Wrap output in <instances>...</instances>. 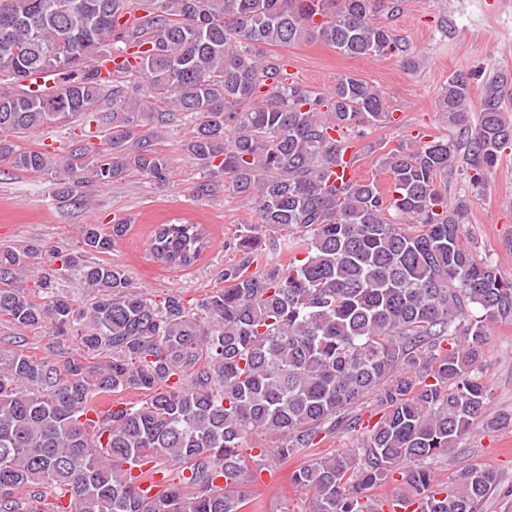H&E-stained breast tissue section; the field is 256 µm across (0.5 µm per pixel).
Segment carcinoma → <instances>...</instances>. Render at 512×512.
Masks as SVG:
<instances>
[{
    "mask_svg": "<svg viewBox=\"0 0 512 512\" xmlns=\"http://www.w3.org/2000/svg\"><path fill=\"white\" fill-rule=\"evenodd\" d=\"M384 0H0V162L48 172L64 205L88 206L84 187L136 171L168 180L161 129L192 128L184 151L200 161L195 192L228 185L250 200L257 224L226 243L224 287L195 304L156 302L126 270L92 263L128 228L112 220L80 230L82 253L43 244L0 246V321L50 327L59 349L77 344L91 362L35 360L0 349V512H241L250 473L244 449L266 442L282 460L316 447L319 434L375 395L379 420L354 448L295 470L310 512H382L368 494L399 474L391 508L420 497L419 512H475L497 475L472 466L453 487H434L428 462L485 418L489 385L479 370L489 328L512 319V280L461 237L468 199L448 203L442 180L463 154L473 186L485 185L512 148L504 103L512 75L484 84L478 124L470 76L443 83L438 110L460 141H418L387 152L389 174L328 182L345 149L391 123L383 93L340 76L329 93L308 89L252 51L317 37L350 57L404 56L407 47L374 15ZM146 82L149 95L135 94ZM57 106L51 112L48 104ZM105 128L106 148L85 161L23 151L14 139L76 120ZM277 234L266 244L256 225ZM201 224H158L152 256L189 268L210 247ZM50 254L79 275L89 300L55 292L43 301L23 279ZM141 392L135 405H94ZM179 480L148 497L139 480L156 468ZM69 497L64 504L63 497Z\"/></svg>",
    "mask_w": 512,
    "mask_h": 512,
    "instance_id": "obj_1",
    "label": "carcinoma"
}]
</instances>
